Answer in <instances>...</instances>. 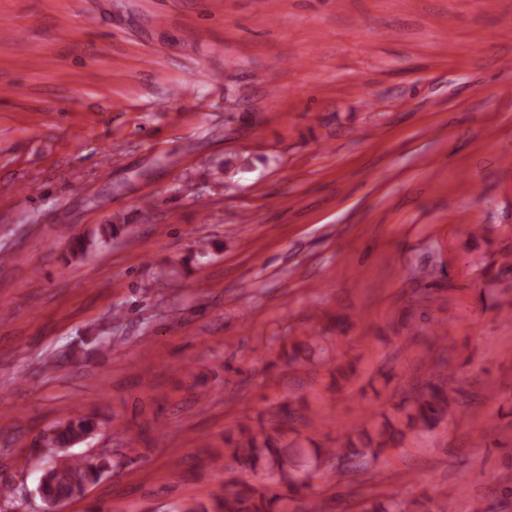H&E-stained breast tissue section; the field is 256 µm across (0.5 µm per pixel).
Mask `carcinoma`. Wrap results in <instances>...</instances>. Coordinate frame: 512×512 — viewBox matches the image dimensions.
<instances>
[{"label":"carcinoma","instance_id":"cac0c4a2","mask_svg":"<svg viewBox=\"0 0 512 512\" xmlns=\"http://www.w3.org/2000/svg\"><path fill=\"white\" fill-rule=\"evenodd\" d=\"M410 412L407 426L430 430L448 414V391L443 382H429L407 398ZM98 425L88 415L70 416L51 428L41 437L46 448H58L57 458L43 471L39 488L48 499L81 497L88 486L97 483L111 466L105 455L85 457L69 449L88 440L97 432ZM403 432L391 421L371 435L365 427H352L338 435L336 447L315 446L308 454L300 456L282 445L275 436L258 434L249 427L239 429L236 437L224 438V456H213L217 473L224 470L223 457L232 459L246 472L268 476V485L260 491L243 484L235 491L217 495L211 501L190 502L179 512H289L288 495L278 492L276 485L286 484L291 491L305 486L304 479L317 472L344 473V468L326 466L329 461L343 460L352 468L374 462L386 449L396 447L397 436Z\"/></svg>","mask_w":512,"mask_h":512}]
</instances>
